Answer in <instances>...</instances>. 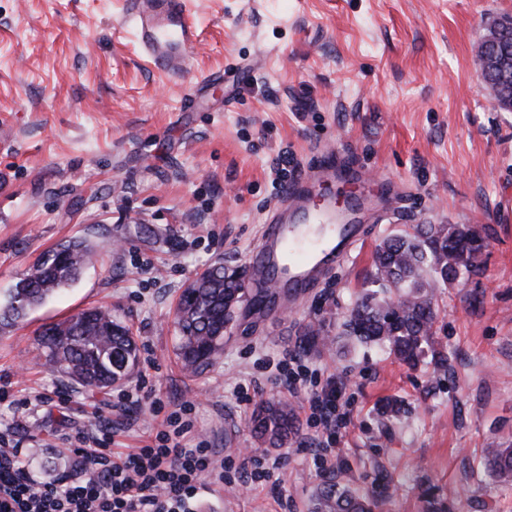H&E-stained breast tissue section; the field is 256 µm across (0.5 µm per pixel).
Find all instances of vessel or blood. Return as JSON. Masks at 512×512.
I'll return each instance as SVG.
<instances>
[{"label": "vessel or blood", "instance_id": "obj_1", "mask_svg": "<svg viewBox=\"0 0 512 512\" xmlns=\"http://www.w3.org/2000/svg\"><path fill=\"white\" fill-rule=\"evenodd\" d=\"M124 11L148 62L170 74L190 70L201 36L192 0H124ZM318 176L360 186L367 183L359 167L340 170L330 161L318 174L301 173L282 192L252 254L251 279L268 289L256 306L258 314L293 307L317 276L345 258L359 240V225L338 223L331 205L312 201Z\"/></svg>", "mask_w": 512, "mask_h": 512}]
</instances>
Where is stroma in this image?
Instances as JSON below:
<instances>
[{"label":"stroma","instance_id":"35a3bbf8","mask_svg":"<svg viewBox=\"0 0 512 512\" xmlns=\"http://www.w3.org/2000/svg\"><path fill=\"white\" fill-rule=\"evenodd\" d=\"M201 41L192 68L147 63L123 0H0V298L61 241L89 239L79 279L0 333V429H11L38 481L77 472L83 431L130 452L162 419L116 391L91 396L46 363V324L111 308L136 340L139 364L120 388L188 401L187 444L224 456L230 488L201 512H311L326 474L312 455L304 405L329 375L345 379L350 420L331 444L345 481L387 494L380 512H512V481L478 463L481 448L512 447V111L498 108L475 53L512 0H195ZM214 73L212 85L200 77ZM392 181L367 216L368 238L294 310L258 317L243 296L224 351L202 374L176 355L175 307L197 272L220 262L245 272L276 175L326 154ZM414 224L475 227L476 272L437 288L432 358L409 367L344 335L380 240ZM330 345L300 352L309 328ZM308 367L289 394L274 364ZM249 398L241 400L238 389ZM47 404L18 407L25 396ZM399 415L382 410L390 400ZM288 404L297 435L258 441V405ZM281 463L279 479L248 486L240 454Z\"/></svg>","mask_w":512,"mask_h":512}]
</instances>
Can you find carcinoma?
Here are the masks:
<instances>
[{"instance_id":"obj_1","label":"carcinoma","mask_w":512,"mask_h":512,"mask_svg":"<svg viewBox=\"0 0 512 512\" xmlns=\"http://www.w3.org/2000/svg\"><path fill=\"white\" fill-rule=\"evenodd\" d=\"M493 25L501 29L498 51L512 57V24L508 17ZM484 245L473 228L456 224H416L412 231L385 237L377 246L366 289L351 304L345 334L360 343L387 348L401 361L415 365L432 342L433 300L437 288L472 272L475 254ZM93 246L85 238L58 245L38 259L0 304V331L22 322L48 296L75 282ZM243 279L216 263L196 274L176 306L178 356L184 368L199 373L224 351V332L234 316L224 315L226 301L239 302ZM46 362L91 394L103 393L136 366L137 347L129 329L112 320V312L90 308L54 323L41 333ZM294 424L283 405L266 403L255 416V431L273 446H281ZM487 471L512 476V448L484 450ZM384 502L341 484L323 482L313 500V512H376Z\"/></svg>"}]
</instances>
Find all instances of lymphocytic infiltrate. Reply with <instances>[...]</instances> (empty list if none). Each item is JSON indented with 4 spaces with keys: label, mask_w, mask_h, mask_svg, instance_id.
Returning <instances> with one entry per match:
<instances>
[{
    "label": "lymphocytic infiltrate",
    "mask_w": 512,
    "mask_h": 512,
    "mask_svg": "<svg viewBox=\"0 0 512 512\" xmlns=\"http://www.w3.org/2000/svg\"><path fill=\"white\" fill-rule=\"evenodd\" d=\"M344 382L328 377L307 399L308 417L323 447L349 413L343 401ZM190 403L165 418L163 427L144 446L119 455L103 439L75 453L92 472L35 485L20 450L5 444L0 432V512H195L201 490L224 485V462L205 442H184L191 429Z\"/></svg>",
    "instance_id": "f902f5d3"
}]
</instances>
